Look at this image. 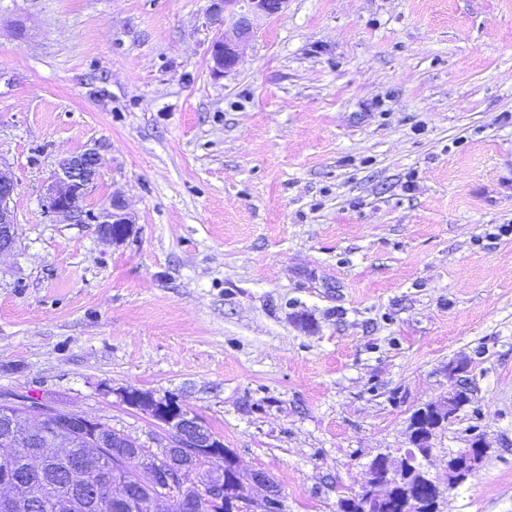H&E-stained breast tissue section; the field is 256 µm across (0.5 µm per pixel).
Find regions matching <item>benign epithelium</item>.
Instances as JSON below:
<instances>
[{"mask_svg": "<svg viewBox=\"0 0 512 512\" xmlns=\"http://www.w3.org/2000/svg\"><path fill=\"white\" fill-rule=\"evenodd\" d=\"M288 0H211L206 11V24H220L229 28L226 33L216 37L210 45L209 52L213 62L212 71L227 73L233 70L239 58V43L251 36L252 19L259 16H273L282 12ZM100 155L95 148H88L73 153L57 161L54 181L42 200L44 213L72 224L92 222L99 227L102 236L114 241L126 240L132 232L134 219L126 211L124 202L118 196L112 197L109 206L93 214V220H87L83 201L99 176ZM15 192V180L9 169L0 168V253L13 250L18 239V222L14 208L10 206ZM463 366L448 368V378L454 384L448 389V395L442 400L422 406L420 414H430L436 420L424 435L413 433L408 437V447L396 459L388 453H380L366 466L363 482L359 491L364 498V512H377L381 503L387 498L388 487L374 477V468L380 464H391L389 474L392 481H400L407 471L415 469L429 460L432 452L431 440L436 430L443 428L456 419L465 406L464 396L467 389L456 376ZM144 411L152 415L163 425L166 441L170 447L177 449L179 460L166 461V469H160L161 462L145 455L147 449H137L142 462L146 481L153 485L156 494L146 503L133 489L129 488L120 472H112V502L122 512H166L168 500L166 492L173 488L188 495L200 484L187 477L183 460L197 459L204 453L212 452L211 438L194 413L182 406L168 414L161 400L153 396L143 398ZM491 448L485 437L469 438L465 447L448 454V479L441 484L438 478L424 472L425 479L434 487L435 496L429 504L409 500L406 512H441L440 505L445 494L463 482L487 457ZM250 484L265 488V494L256 499L250 495L238 494L231 500L232 510L241 512H271L276 507L284 512L281 493L278 492L262 472H252ZM23 506L13 493V486L5 479H0V512H14Z\"/></svg>", "mask_w": 512, "mask_h": 512, "instance_id": "obj_1", "label": "benign epithelium"}]
</instances>
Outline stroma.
I'll list each match as a JSON object with an SVG mask.
<instances>
[{
	"label": "stroma",
	"instance_id": "1",
	"mask_svg": "<svg viewBox=\"0 0 512 512\" xmlns=\"http://www.w3.org/2000/svg\"><path fill=\"white\" fill-rule=\"evenodd\" d=\"M208 6L0 0V393L152 449L121 395L177 394L288 512H336L463 361L428 468L478 428L443 512H512V0H288L222 74ZM88 148L125 241L42 212ZM14 192V177L0 161V253L13 250L18 239L17 215L10 206Z\"/></svg>",
	"mask_w": 512,
	"mask_h": 512
}]
</instances>
